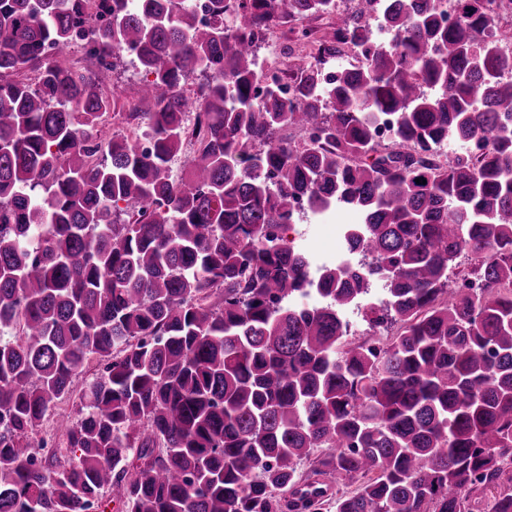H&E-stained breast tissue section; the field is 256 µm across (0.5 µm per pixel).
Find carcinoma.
<instances>
[{
	"instance_id": "carcinoma-1",
	"label": "carcinoma",
	"mask_w": 512,
	"mask_h": 512,
	"mask_svg": "<svg viewBox=\"0 0 512 512\" xmlns=\"http://www.w3.org/2000/svg\"><path fill=\"white\" fill-rule=\"evenodd\" d=\"M454 4L0 0V512H512V42ZM314 15L288 102L256 32ZM127 53L144 153L99 135ZM302 198L362 211L357 267L284 240ZM73 397L66 449L33 442Z\"/></svg>"
}]
</instances>
